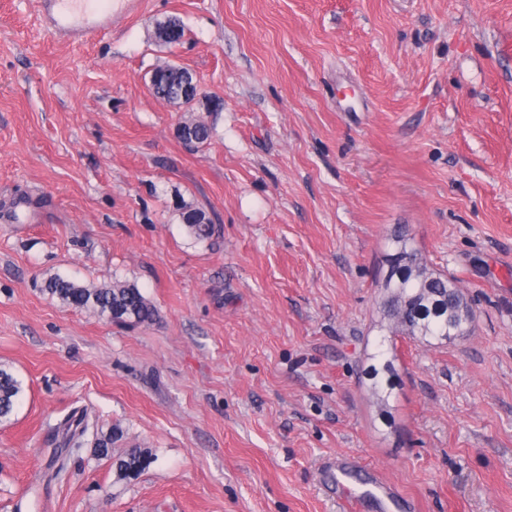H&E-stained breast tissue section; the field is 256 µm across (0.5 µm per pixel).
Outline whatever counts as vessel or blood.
Instances as JSON below:
<instances>
[{
    "label": "vessel or blood",
    "instance_id": "vessel-or-blood-1",
    "mask_svg": "<svg viewBox=\"0 0 512 512\" xmlns=\"http://www.w3.org/2000/svg\"><path fill=\"white\" fill-rule=\"evenodd\" d=\"M137 0H43L42 21L53 37L80 40L90 35H104L112 27L117 11H135ZM330 480L345 503L344 512H359L364 502L379 500L390 495V485L370 480L357 491H349L348 484L354 473L347 465H331Z\"/></svg>",
    "mask_w": 512,
    "mask_h": 512
}]
</instances>
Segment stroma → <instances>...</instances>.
<instances>
[{
    "instance_id": "stroma-1",
    "label": "stroma",
    "mask_w": 512,
    "mask_h": 512,
    "mask_svg": "<svg viewBox=\"0 0 512 512\" xmlns=\"http://www.w3.org/2000/svg\"><path fill=\"white\" fill-rule=\"evenodd\" d=\"M141 2L75 42L0 0V366L23 387L0 512H342V456L415 512H512V0ZM164 64L192 105L153 96ZM400 226L475 318L394 337L387 422L365 371ZM56 275L157 315L116 325L42 292ZM135 446L152 463L116 482ZM182 220L187 225L190 234L200 240L209 239L214 233L212 221L201 209L181 207Z\"/></svg>"
}]
</instances>
